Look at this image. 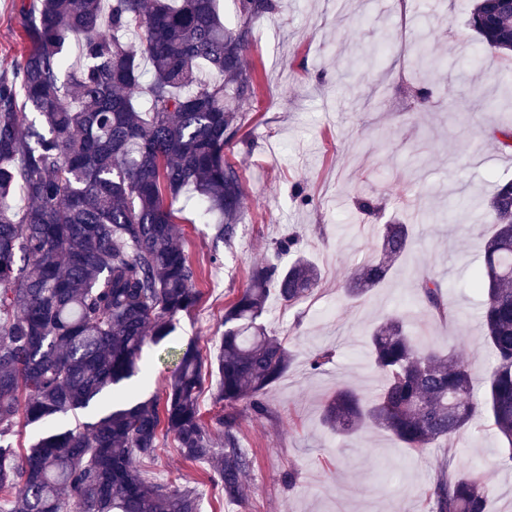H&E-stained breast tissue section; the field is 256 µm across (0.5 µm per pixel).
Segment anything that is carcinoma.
Masks as SVG:
<instances>
[{"label":"carcinoma","instance_id":"obj_1","mask_svg":"<svg viewBox=\"0 0 512 512\" xmlns=\"http://www.w3.org/2000/svg\"><path fill=\"white\" fill-rule=\"evenodd\" d=\"M218 0H18L25 52L0 70V512H199L194 489L153 481L145 465L160 438L186 463H208L209 480L229 501L244 496L253 467L231 410L246 402L267 412L265 396L290 368L292 352L261 321L274 293L290 306L319 287L315 264L293 236L274 242L275 259L251 268L249 284L224 310V336L204 361L180 353L163 401H125L94 421L69 416L138 373L147 336L172 333V319L200 301L198 271L176 244L173 203L194 193L219 218L215 237L235 238L243 188L224 147L241 130L240 105L256 90L246 51L253 26L276 0H238L237 22ZM480 42L512 65V0H473L467 20ZM75 41L81 60L66 63ZM207 67L219 79L200 75ZM28 200L18 211L16 189ZM492 231L471 279L482 298V342L494 355L484 400L454 352L423 343L390 315L370 336L369 358L383 376L366 399L342 384L322 417L349 438L385 430L421 454L455 439L485 415L512 461V180L482 202ZM357 211H381L359 196ZM411 226L378 230L374 256L345 284L357 299L379 287L411 248ZM295 253L288 266L279 257ZM414 288L428 314L453 321L443 281L430 273ZM217 374L215 401L229 412L206 424L199 394L204 369ZM43 432L28 448L11 437L18 420ZM481 471H439L435 512H485Z\"/></svg>","mask_w":512,"mask_h":512}]
</instances>
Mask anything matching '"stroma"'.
<instances>
[{"mask_svg": "<svg viewBox=\"0 0 512 512\" xmlns=\"http://www.w3.org/2000/svg\"><path fill=\"white\" fill-rule=\"evenodd\" d=\"M471 5L280 0L256 22L247 51L256 94L242 109L239 143L224 150L244 187L243 220L231 243H218L212 225L196 223L191 194L177 201V243L202 270L201 301L176 318L166 346L145 342L139 363L149 377L126 383L129 399L161 397L175 368L166 347L215 353L225 305L254 265L273 258L277 239L297 235L322 284L294 307L274 296L267 302L264 323L294 361L269 391L265 415L243 402L235 409L240 443L253 458L242 501L220 500L207 465L182 462L164 441L152 475L197 487L199 512H433L428 490L446 447L420 455L380 430L343 438L325 426L321 406L340 384L367 395L381 388L369 336L392 314L421 329L426 344L453 349L476 382L492 364L479 341L480 298L469 286L489 221L474 200L512 178V150L493 138L512 124V71L467 28ZM418 34L432 57L425 103L415 92ZM23 50L12 0H0V69ZM300 188L313 204H301ZM363 192L382 199L384 219L411 224L417 244L385 284L352 300L343 285L376 244V226L354 206ZM424 271L442 277L456 321L426 315L413 287ZM323 348L334 350L333 362L310 370V355ZM455 445L457 467L483 473L487 512H512V463L502 459L495 431L478 421Z\"/></svg>", "mask_w": 512, "mask_h": 512, "instance_id": "stroma-1", "label": "stroma"}]
</instances>
